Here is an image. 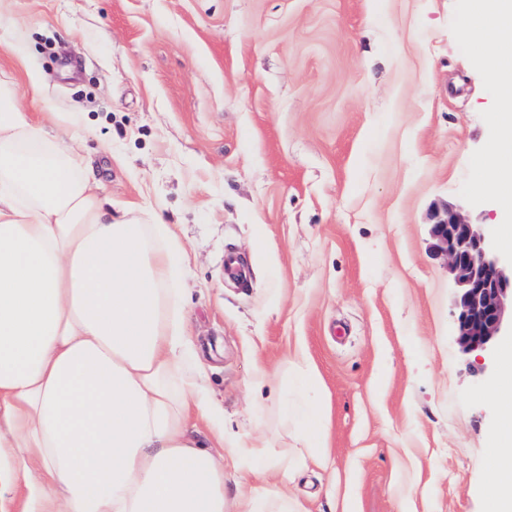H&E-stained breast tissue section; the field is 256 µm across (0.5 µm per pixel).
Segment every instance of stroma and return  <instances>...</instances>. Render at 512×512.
<instances>
[{"label": "stroma", "mask_w": 512, "mask_h": 512, "mask_svg": "<svg viewBox=\"0 0 512 512\" xmlns=\"http://www.w3.org/2000/svg\"><path fill=\"white\" fill-rule=\"evenodd\" d=\"M478 0H9L0 79L82 149L113 211L180 225L187 324L226 430L288 468L298 512H491L490 361L462 354L432 205L498 234L479 193L493 89ZM330 456L295 451L292 364ZM265 384L249 390L257 372ZM239 489L279 503L248 461Z\"/></svg>", "instance_id": "35a3bbf8"}]
</instances>
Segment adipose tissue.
<instances>
[{
	"instance_id": "ef3b65f1",
	"label": "adipose tissue",
	"mask_w": 512,
	"mask_h": 512,
	"mask_svg": "<svg viewBox=\"0 0 512 512\" xmlns=\"http://www.w3.org/2000/svg\"><path fill=\"white\" fill-rule=\"evenodd\" d=\"M496 130L479 191L512 211V0H483ZM177 225L113 216L79 149L0 84V512H225L224 416L193 363ZM489 395L512 512V353Z\"/></svg>"
}]
</instances>
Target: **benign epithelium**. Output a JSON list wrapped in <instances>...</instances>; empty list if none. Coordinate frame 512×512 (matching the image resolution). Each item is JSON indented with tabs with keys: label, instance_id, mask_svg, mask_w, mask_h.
Segmentation results:
<instances>
[{
	"label": "benign epithelium",
	"instance_id": "7a95c632",
	"mask_svg": "<svg viewBox=\"0 0 512 512\" xmlns=\"http://www.w3.org/2000/svg\"><path fill=\"white\" fill-rule=\"evenodd\" d=\"M430 226L433 248L446 257L456 287L457 342L463 352L490 359L498 338L512 333V257L459 208L434 209Z\"/></svg>",
	"mask_w": 512,
	"mask_h": 512
}]
</instances>
